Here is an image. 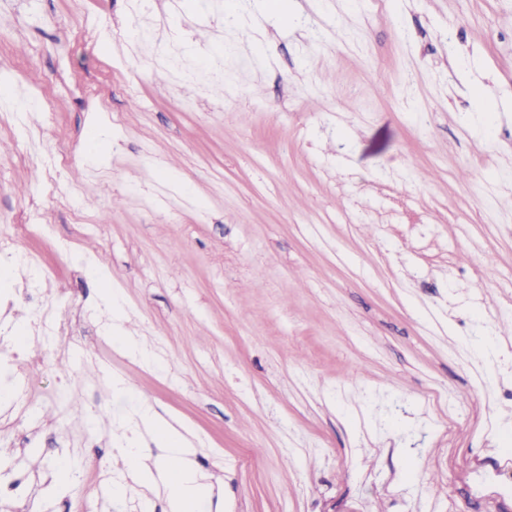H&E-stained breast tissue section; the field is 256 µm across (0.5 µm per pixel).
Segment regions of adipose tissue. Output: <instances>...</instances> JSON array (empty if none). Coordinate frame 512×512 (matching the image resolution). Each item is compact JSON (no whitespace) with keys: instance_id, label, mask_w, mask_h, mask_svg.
Segmentation results:
<instances>
[{"instance_id":"1","label":"adipose tissue","mask_w":512,"mask_h":512,"mask_svg":"<svg viewBox=\"0 0 512 512\" xmlns=\"http://www.w3.org/2000/svg\"><path fill=\"white\" fill-rule=\"evenodd\" d=\"M137 411L161 453L155 462H147L135 437H126L119 450L125 467L146 487L163 489L171 512H193L195 503L209 492L210 486L195 467V450L188 427L172 424L142 404Z\"/></svg>"}]
</instances>
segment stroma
<instances>
[{
	"instance_id": "obj_1",
	"label": "stroma",
	"mask_w": 512,
	"mask_h": 512,
	"mask_svg": "<svg viewBox=\"0 0 512 512\" xmlns=\"http://www.w3.org/2000/svg\"><path fill=\"white\" fill-rule=\"evenodd\" d=\"M0 71V512H170L137 398L195 512H512V0H0ZM136 407L142 425L150 429L162 453L150 465L135 437L125 435L124 446L119 450L125 467L146 487L162 488L171 512L194 511L195 503L210 491V486L195 467V448L188 427L166 421L139 401Z\"/></svg>"
}]
</instances>
